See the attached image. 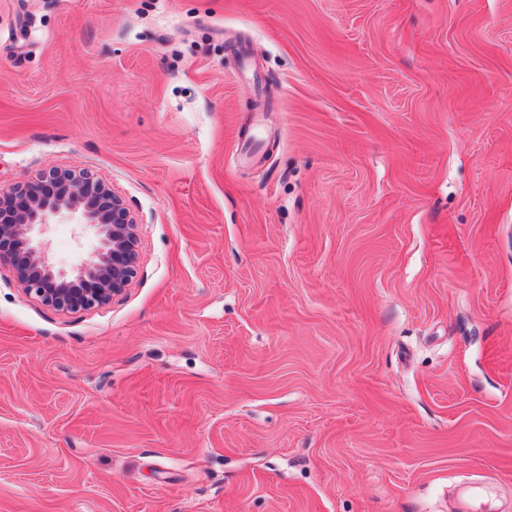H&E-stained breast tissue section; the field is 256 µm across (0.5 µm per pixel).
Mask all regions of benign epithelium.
Segmentation results:
<instances>
[{"instance_id": "1", "label": "benign epithelium", "mask_w": 512, "mask_h": 512, "mask_svg": "<svg viewBox=\"0 0 512 512\" xmlns=\"http://www.w3.org/2000/svg\"><path fill=\"white\" fill-rule=\"evenodd\" d=\"M53 224H75L90 242L66 269L46 237ZM138 225L125 201L88 169L51 168L0 188V264L11 266L25 293L58 312L101 307L137 274Z\"/></svg>"}]
</instances>
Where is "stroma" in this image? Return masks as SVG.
Returning a JSON list of instances; mask_svg holds the SVG:
<instances>
[{"label":"stroma","mask_w":512,"mask_h":512,"mask_svg":"<svg viewBox=\"0 0 512 512\" xmlns=\"http://www.w3.org/2000/svg\"><path fill=\"white\" fill-rule=\"evenodd\" d=\"M138 271L0 266V512H512V0H0V187ZM44 186L53 192L44 193ZM52 224H76L88 239L79 264L58 265L46 237ZM139 242L125 201L88 169L51 168L0 188V265H10L18 287L55 311L101 307L122 293L137 274Z\"/></svg>","instance_id":"obj_1"}]
</instances>
